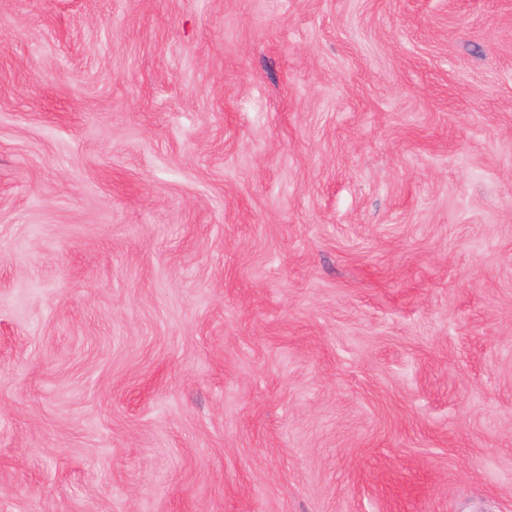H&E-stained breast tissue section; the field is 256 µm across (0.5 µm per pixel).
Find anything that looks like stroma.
<instances>
[{"mask_svg": "<svg viewBox=\"0 0 512 512\" xmlns=\"http://www.w3.org/2000/svg\"><path fill=\"white\" fill-rule=\"evenodd\" d=\"M0 512H512V0H0Z\"/></svg>", "mask_w": 512, "mask_h": 512, "instance_id": "obj_1", "label": "stroma"}]
</instances>
